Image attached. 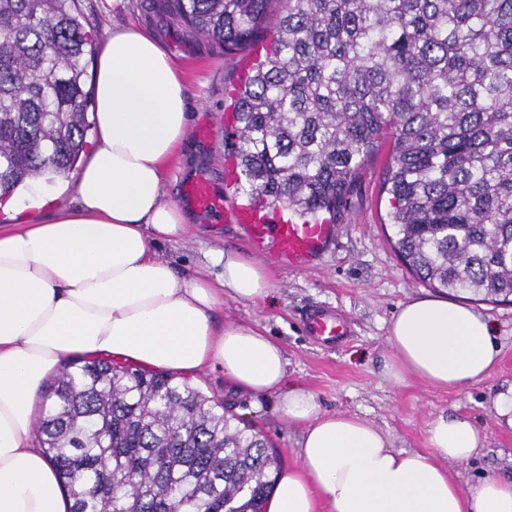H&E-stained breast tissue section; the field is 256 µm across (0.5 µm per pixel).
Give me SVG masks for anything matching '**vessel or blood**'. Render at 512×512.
Masks as SVG:
<instances>
[{"mask_svg":"<svg viewBox=\"0 0 512 512\" xmlns=\"http://www.w3.org/2000/svg\"><path fill=\"white\" fill-rule=\"evenodd\" d=\"M183 191L201 212L214 214L224 206L222 192L206 177L187 181ZM232 217L258 255L297 267L324 255L337 232L336 225L305 223L287 210L252 200L236 204ZM302 323L307 336L327 346L340 345L351 335L348 324L329 308H310L304 313Z\"/></svg>","mask_w":512,"mask_h":512,"instance_id":"obj_1","label":"vessel or blood"}]
</instances>
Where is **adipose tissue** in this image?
Here are the masks:
<instances>
[{
	"mask_svg": "<svg viewBox=\"0 0 512 512\" xmlns=\"http://www.w3.org/2000/svg\"><path fill=\"white\" fill-rule=\"evenodd\" d=\"M188 88L162 41L138 25L106 31L94 69L93 147L76 204L32 218L56 195L44 179L0 200V512H70L57 472L35 439L46 379L75 355L109 356L186 375L212 364L236 393L273 394L301 431L299 466L281 470L266 512H512V479L461 486L435 457L466 463L486 436L461 415L427 428L428 452L395 450L354 414L325 412L287 382L281 346L260 330L217 327L225 297L256 302L271 290L250 256L209 253L223 268L178 278L159 242L187 232L165 197L170 160L188 127ZM388 340L395 382L419 378L460 391L488 377L500 350L490 318L444 296L400 305Z\"/></svg>",
	"mask_w": 512,
	"mask_h": 512,
	"instance_id": "ef3b65f1",
	"label": "adipose tissue"
}]
</instances>
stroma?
I'll list each match as a JSON object with an SVG mask.
<instances>
[{"mask_svg": "<svg viewBox=\"0 0 512 512\" xmlns=\"http://www.w3.org/2000/svg\"><path fill=\"white\" fill-rule=\"evenodd\" d=\"M77 7L93 30L95 43H102L106 28L134 21L153 31L180 65L191 95L188 132L179 159L166 174L164 191L167 198L185 205L189 226L182 241L162 242L157 249L179 278L188 280L203 270L210 279H218L223 269L207 265L208 251L231 256L248 255L252 249L231 219L219 223L188 205L182 186L202 173L224 185L225 205L241 197L238 185L224 182V116L252 67L251 53L227 55L184 41L177 29L147 9L146 0H77ZM388 159L384 147L366 161L347 205L336 214L338 242L314 267L266 262L272 285L269 296L258 303L225 298L216 311V323L264 331L283 348L289 383L312 391L326 412L364 418L386 433L395 449L426 451V430L439 415L469 417L486 434L485 447L470 462L442 458L439 466L464 485L486 473L511 479L512 428L500 423L490 400L512 386V304L483 302L469 294L462 297L489 315L497 327L499 361L483 381L455 392L418 379L399 386L388 379L394 358L388 341L391 318L401 303L429 292L392 247L395 230L387 221L383 191ZM320 305L336 309L351 322L354 334L347 342L329 348L306 336L301 315ZM192 385L261 430L280 467L299 465L300 432L279 415L275 395L228 391L224 369L217 364L205 368Z\"/></svg>", "mask_w": 512, "mask_h": 512, "instance_id": "1", "label": "stroma"}]
</instances>
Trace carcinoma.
Instances as JSON below:
<instances>
[{
  "label": "carcinoma",
  "instance_id": "cac0c4a2",
  "mask_svg": "<svg viewBox=\"0 0 512 512\" xmlns=\"http://www.w3.org/2000/svg\"><path fill=\"white\" fill-rule=\"evenodd\" d=\"M276 38L234 103L240 174L336 213L388 141L394 248L421 282L512 302V0H160L182 36ZM76 0H0V191L75 169L93 37ZM71 512H263L277 458L166 371L74 358L38 420Z\"/></svg>",
  "mask_w": 512,
  "mask_h": 512
}]
</instances>
